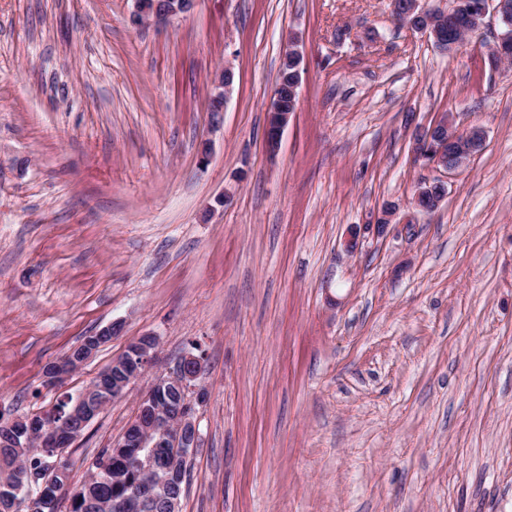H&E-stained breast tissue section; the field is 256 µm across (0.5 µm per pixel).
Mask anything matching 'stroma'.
Returning <instances> with one entry per match:
<instances>
[{
  "label": "stroma",
  "mask_w": 512,
  "mask_h": 512,
  "mask_svg": "<svg viewBox=\"0 0 512 512\" xmlns=\"http://www.w3.org/2000/svg\"><path fill=\"white\" fill-rule=\"evenodd\" d=\"M133 9L0 0V412L78 395L151 334L159 369L203 358L180 512H512V66L485 58L498 22L448 53L390 0H196L163 29L133 26ZM292 42L299 105L271 155L265 106ZM228 62L215 129L210 78ZM448 112L485 140L446 175L412 142ZM439 178L445 199L416 209ZM114 322L45 385L47 364ZM151 382L66 448L71 487ZM120 332V325L116 322L106 326L95 334L86 336L79 346L70 351L66 357L49 365L45 370V378L50 385H61L92 354L102 345L109 342L113 336Z\"/></svg>",
  "instance_id": "stroma-1"
}]
</instances>
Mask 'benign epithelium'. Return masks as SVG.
<instances>
[{
    "mask_svg": "<svg viewBox=\"0 0 512 512\" xmlns=\"http://www.w3.org/2000/svg\"><path fill=\"white\" fill-rule=\"evenodd\" d=\"M134 10L130 21L135 26L152 23L165 26L173 18L190 12L195 0H133ZM469 32H478L490 19L498 20L502 32L490 47V55L502 57L504 49L512 46V0H478L465 12ZM233 67L229 64L211 80L210 101L217 112H224V105L232 89ZM298 102L286 109L277 95H272L267 104L265 146L273 155L279 149L284 129L288 126ZM448 128V138L432 140L433 131L413 139V152L425 159L429 165L453 172L466 163L464 159L448 160V145L460 135L471 136L478 127L462 128L456 123V115L450 113L439 119ZM120 325L116 322L87 336L74 350L45 370L47 383L61 385L102 345L118 335ZM158 362V341L153 335L141 336L131 341L126 350L112 361V397L124 395L132 385L156 366ZM201 372L199 357L187 355L165 374L158 375L138 402L134 419L127 425L122 436L113 444L115 448H172L174 452L168 467L177 470L182 461L188 459L200 442L199 423L195 406L202 404L207 396L205 388L197 383ZM104 379L85 390L70 407L67 419H58L53 409L42 411L36 416L1 418L0 423L17 430L22 441L18 448H27L31 442L39 443L43 454V467L50 471L63 470L64 457L61 449L68 447L80 434L81 427L89 424L100 412L103 402L97 398ZM54 503L39 496L26 497L15 501L19 512H40L45 507L53 508Z\"/></svg>",
    "mask_w": 512,
    "mask_h": 512,
    "instance_id": "7a95c632",
    "label": "benign epithelium"
}]
</instances>
